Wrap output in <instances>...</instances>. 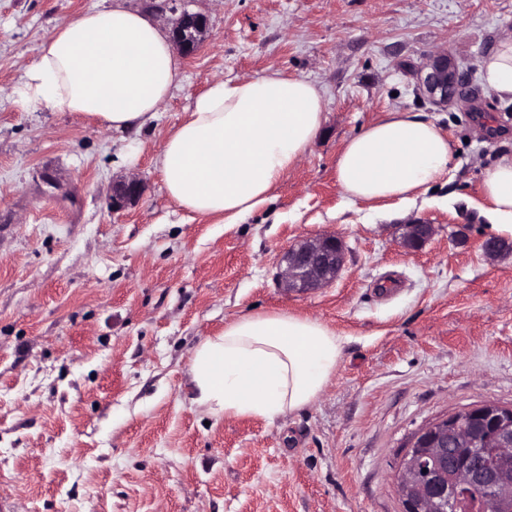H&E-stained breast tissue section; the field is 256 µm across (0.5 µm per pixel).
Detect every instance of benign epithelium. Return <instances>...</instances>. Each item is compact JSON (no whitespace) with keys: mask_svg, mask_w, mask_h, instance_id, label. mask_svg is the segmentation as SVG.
I'll use <instances>...</instances> for the list:
<instances>
[{"mask_svg":"<svg viewBox=\"0 0 512 512\" xmlns=\"http://www.w3.org/2000/svg\"><path fill=\"white\" fill-rule=\"evenodd\" d=\"M156 10L180 12L172 41L186 56L197 51L208 33L199 13L178 10L176 0H162ZM195 24L187 29L180 19ZM419 86L436 103L459 94L463 75L448 61V53L433 56L417 71ZM144 185L135 176L112 182L109 206L119 213L137 203ZM435 226L410 224L403 245L422 248ZM345 260L341 238L324 234L291 245L281 257L280 281L290 291L307 292L335 282ZM393 487L399 512H494L512 503V404L484 401L437 417L416 430L397 457Z\"/></svg>","mask_w":512,"mask_h":512,"instance_id":"benign-epithelium-1","label":"benign epithelium"}]
</instances>
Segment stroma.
Masks as SVG:
<instances>
[{
    "mask_svg": "<svg viewBox=\"0 0 512 512\" xmlns=\"http://www.w3.org/2000/svg\"><path fill=\"white\" fill-rule=\"evenodd\" d=\"M98 2L0 0V512H398L393 467L413 431L512 402V250L484 254L480 194L512 153V104L480 77L512 37V0H186L208 36L130 160L93 120L3 95L56 25ZM440 51L467 77L444 105L416 76ZM270 68L324 93L310 152L238 224L184 211L162 186L163 140L212 81ZM395 110L436 121L449 169L415 202L351 203L337 157ZM127 175L146 192L112 213ZM416 222L436 232L409 251ZM329 233L347 248L336 282L282 288V254ZM273 311L344 338L335 375L274 421H207L189 398L192 349Z\"/></svg>",
    "mask_w": 512,
    "mask_h": 512,
    "instance_id": "35a3bbf8",
    "label": "stroma"
}]
</instances>
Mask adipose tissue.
Masks as SVG:
<instances>
[{
	"label": "adipose tissue",
	"instance_id": "1",
	"mask_svg": "<svg viewBox=\"0 0 512 512\" xmlns=\"http://www.w3.org/2000/svg\"><path fill=\"white\" fill-rule=\"evenodd\" d=\"M484 86L512 103V37L483 59ZM180 78L160 26L139 10L100 5L42 40L14 104L25 112H77L136 144ZM310 81L270 69L217 79L164 140L159 170L168 197L199 216L237 223L272 196L305 157L325 121ZM452 150L441 128L417 112L392 111L349 138L336 179L356 203L412 201L447 171ZM489 231L512 237V154L481 182ZM343 341L323 322L285 311L240 316L203 338L189 359L192 404L208 416L266 421L313 404L336 371Z\"/></svg>",
	"mask_w": 512,
	"mask_h": 512
}]
</instances>
